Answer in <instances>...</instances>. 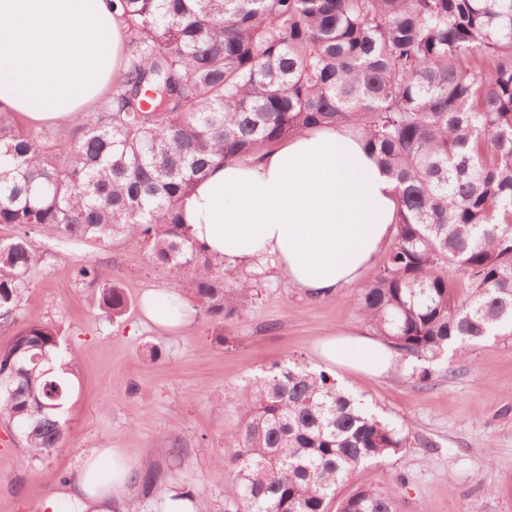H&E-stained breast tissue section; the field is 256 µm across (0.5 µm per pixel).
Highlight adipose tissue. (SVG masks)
Returning a JSON list of instances; mask_svg holds the SVG:
<instances>
[{
	"label": "adipose tissue",
	"instance_id": "1",
	"mask_svg": "<svg viewBox=\"0 0 512 512\" xmlns=\"http://www.w3.org/2000/svg\"><path fill=\"white\" fill-rule=\"evenodd\" d=\"M125 33L107 0H0V112L32 127L72 122L101 99L123 65ZM395 178L364 147L361 132L322 127L290 137L259 160L213 167L184 204L190 234L226 266L270 265L293 286L325 297L359 282L396 231ZM153 324L187 325L192 309L147 291ZM324 357L380 376L395 365L383 341L342 333ZM130 462L94 449L78 481L38 512H112L133 498Z\"/></svg>",
	"mask_w": 512,
	"mask_h": 512
}]
</instances>
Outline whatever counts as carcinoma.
Segmentation results:
<instances>
[{"instance_id":"obj_1","label":"carcinoma","mask_w":512,"mask_h":512,"mask_svg":"<svg viewBox=\"0 0 512 512\" xmlns=\"http://www.w3.org/2000/svg\"><path fill=\"white\" fill-rule=\"evenodd\" d=\"M126 34L120 76L68 131H37L0 112V326L19 321L41 262L30 236L107 247L136 238L175 273L177 294L216 323L254 288L194 241L183 205L213 165L258 159L321 125L364 131L394 174L395 246L361 289L371 330L429 378L448 347L512 338V0H109ZM121 318L124 289L98 283ZM469 284L461 299L452 288ZM56 328L26 324L0 351V422L31 458L59 448L80 395ZM230 441L238 498L225 512H399L369 480L338 485L407 445L330 374L275 364L249 381ZM142 500L204 496L134 474Z\"/></svg>"}]
</instances>
